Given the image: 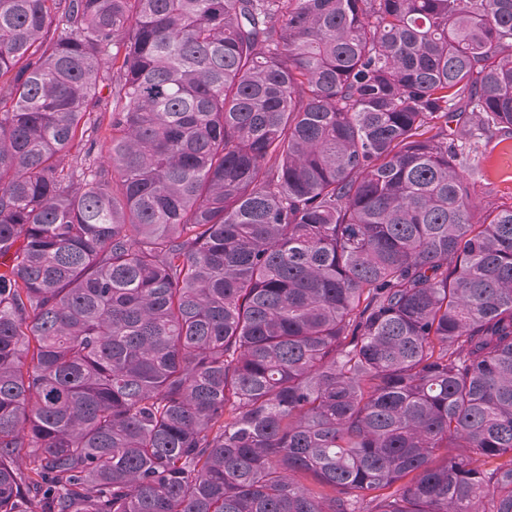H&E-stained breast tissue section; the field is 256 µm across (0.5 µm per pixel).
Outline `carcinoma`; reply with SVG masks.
<instances>
[{"label": "carcinoma", "instance_id": "cac0c4a2", "mask_svg": "<svg viewBox=\"0 0 512 512\" xmlns=\"http://www.w3.org/2000/svg\"><path fill=\"white\" fill-rule=\"evenodd\" d=\"M440 119L512 129V0H0V512H512ZM111 137L112 129L109 126V113H106L102 126L94 133L91 130L86 132L81 145L76 148L74 147L71 155H74L75 152L78 154L80 149L81 155H83L82 153L92 144L90 159L95 160L98 164L106 163Z\"/></svg>", "mask_w": 512, "mask_h": 512}]
</instances>
